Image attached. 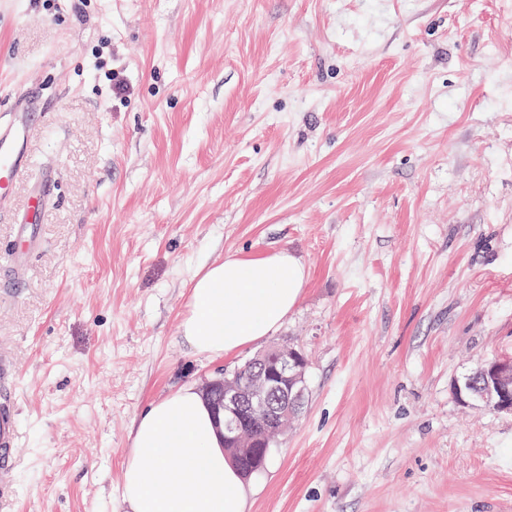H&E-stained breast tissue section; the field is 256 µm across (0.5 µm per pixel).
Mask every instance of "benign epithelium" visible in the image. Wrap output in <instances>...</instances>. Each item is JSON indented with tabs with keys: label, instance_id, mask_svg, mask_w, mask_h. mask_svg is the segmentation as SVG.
I'll return each instance as SVG.
<instances>
[{
	"label": "benign epithelium",
	"instance_id": "1",
	"mask_svg": "<svg viewBox=\"0 0 512 512\" xmlns=\"http://www.w3.org/2000/svg\"><path fill=\"white\" fill-rule=\"evenodd\" d=\"M262 368L243 386L219 374L202 386V393L217 395L215 413L224 415V447L252 471L256 457L265 458L266 444L246 428V420L261 416L269 434L283 430L303 408L306 394L304 357L288 346L275 347L253 359ZM480 385L470 399L497 413L512 414V357L501 356L477 373Z\"/></svg>",
	"mask_w": 512,
	"mask_h": 512
}]
</instances>
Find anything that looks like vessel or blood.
<instances>
[{
    "label": "vessel or blood",
    "mask_w": 512,
    "mask_h": 512,
    "mask_svg": "<svg viewBox=\"0 0 512 512\" xmlns=\"http://www.w3.org/2000/svg\"><path fill=\"white\" fill-rule=\"evenodd\" d=\"M36 100L32 92H17L12 100V117L0 125V199L9 198L21 171L29 166L27 144L30 115ZM45 187L36 185L19 219L16 255H23L33 235V226L44 208ZM16 365L12 355L0 349V512H9L20 490L12 480L18 464L20 421L15 408Z\"/></svg>",
    "instance_id": "b4317fda"
}]
</instances>
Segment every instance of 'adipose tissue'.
<instances>
[{
  "label": "adipose tissue",
  "mask_w": 512,
  "mask_h": 512,
  "mask_svg": "<svg viewBox=\"0 0 512 512\" xmlns=\"http://www.w3.org/2000/svg\"><path fill=\"white\" fill-rule=\"evenodd\" d=\"M306 277L300 260L284 250L227 254L194 279L180 332L196 353H236L283 325ZM251 493L196 388H178L141 414L124 465L120 512H248Z\"/></svg>",
  "instance_id": "1"
}]
</instances>
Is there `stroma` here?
I'll list each match as a JSON object with an SVG mask.
<instances>
[{
	"instance_id": "1",
	"label": "stroma",
	"mask_w": 512,
	"mask_h": 512,
	"mask_svg": "<svg viewBox=\"0 0 512 512\" xmlns=\"http://www.w3.org/2000/svg\"><path fill=\"white\" fill-rule=\"evenodd\" d=\"M23 88L13 512H116L148 405L277 344L307 396L249 512H512V415L455 394L512 354V0H0V117ZM279 250L308 273L280 329L193 353L196 275ZM48 179L41 181L34 187L29 197V201L26 209L19 219V235H18V246L14 250V254L17 257L24 255L25 248L31 241L33 235V227L36 220L42 213L44 208L45 188Z\"/></svg>"
}]
</instances>
